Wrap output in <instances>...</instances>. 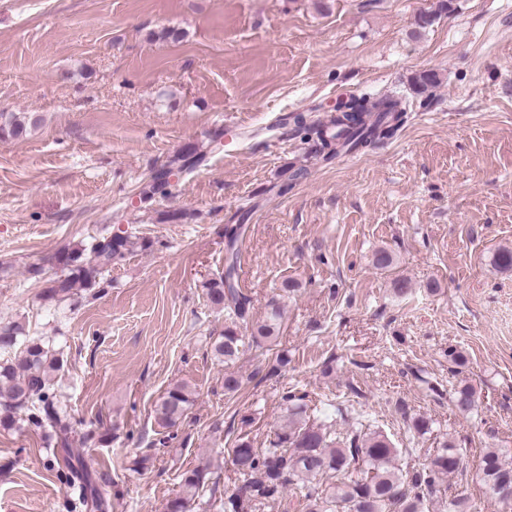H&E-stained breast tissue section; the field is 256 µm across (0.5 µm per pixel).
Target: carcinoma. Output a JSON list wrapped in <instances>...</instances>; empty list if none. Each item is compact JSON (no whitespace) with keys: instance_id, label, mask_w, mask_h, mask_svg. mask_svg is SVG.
Returning a JSON list of instances; mask_svg holds the SVG:
<instances>
[{"instance_id":"1","label":"carcinoma","mask_w":512,"mask_h":512,"mask_svg":"<svg viewBox=\"0 0 512 512\" xmlns=\"http://www.w3.org/2000/svg\"><path fill=\"white\" fill-rule=\"evenodd\" d=\"M439 82L434 72H423L413 79L417 93L423 94ZM328 124L317 125V151L330 159L343 149L360 150L394 133L406 112L397 99L353 98L336 108ZM41 123V117L26 113H0V136L26 137ZM203 156L194 152L178 154L167 170L183 172L199 163ZM147 249L151 241L140 242L129 234H113L90 246L65 248L48 262L61 268L62 274L50 281L41 296L48 302H63L79 288H94L107 268L125 261L136 248ZM236 259L224 270V276L205 284L209 303L224 308L236 317H246L250 299L236 288ZM282 310L271 301L269 312L248 337L257 345L275 342L280 333ZM235 327L211 343L218 361L236 360L248 339ZM0 428L19 429L24 425L48 428L63 448L69 447L72 433L70 417L55 402V378L63 368L62 358L40 339L25 334L23 324L0 326ZM195 392L184 383L168 388L156 408L157 419L165 428L175 426L194 402ZM287 416L274 432L267 447L253 448L246 436L236 441L231 454L241 479L236 494L224 502V512H254L257 504L280 495L286 484L305 489V512H423L425 503L447 479L463 470L465 449L445 442L430 462L412 471L399 468L397 449L380 431H372L362 417L347 418L337 408L346 427L337 428V420L328 416H310L305 396L288 391L282 396ZM475 391L468 385L455 392L454 406L461 413L472 409ZM362 471L356 479H345L350 467ZM482 474L486 493L496 503L512 506V461L497 448L482 456ZM209 480L206 467L182 474L181 492L170 498L165 512H188L189 502Z\"/></svg>"}]
</instances>
